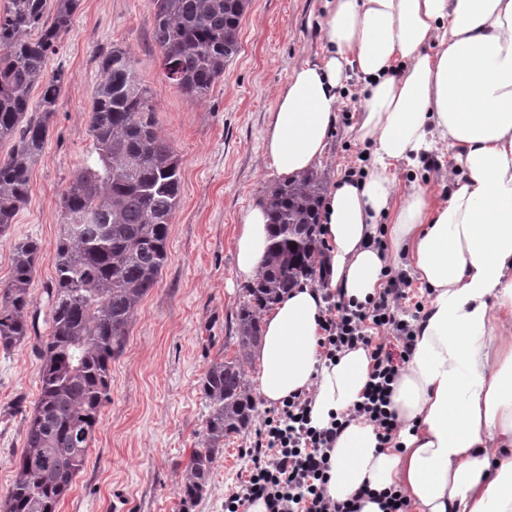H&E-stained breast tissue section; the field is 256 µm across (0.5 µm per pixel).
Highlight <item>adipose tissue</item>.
Wrapping results in <instances>:
<instances>
[{"label":"adipose tissue","instance_id":"obj_1","mask_svg":"<svg viewBox=\"0 0 512 512\" xmlns=\"http://www.w3.org/2000/svg\"><path fill=\"white\" fill-rule=\"evenodd\" d=\"M324 52L294 68L276 97L264 158L284 179L320 163L350 75L364 82L356 138L374 169L331 186L321 210L325 283H302L261 317L256 391L274 405L307 392L314 427L359 401L371 361L361 347L320 362L328 293L363 303L392 257L431 290L393 384L399 423L380 445L351 422L331 451L328 495L399 490L415 512H512V0H324ZM453 152L448 197L398 195L393 169L436 144ZM393 212L390 252L374 218ZM269 217L250 207L235 242L237 278L254 281Z\"/></svg>","mask_w":512,"mask_h":512}]
</instances>
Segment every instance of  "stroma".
<instances>
[{
  "instance_id": "1",
  "label": "stroma",
  "mask_w": 512,
  "mask_h": 512,
  "mask_svg": "<svg viewBox=\"0 0 512 512\" xmlns=\"http://www.w3.org/2000/svg\"><path fill=\"white\" fill-rule=\"evenodd\" d=\"M323 16V0H250L237 55L207 98L195 102L164 76L152 0H79L72 29L48 63L49 71L64 72L65 82L30 173L29 200L11 227L10 242L0 243V279L9 274L11 241H37L41 254L30 292L38 309L46 310L59 196L90 161L88 112L100 80V51L119 46L137 60L158 131L181 159L182 186L169 230L170 259L112 360L111 401L59 512H224V495L244 471L242 452L257 429L225 439L203 498L185 505L182 473L201 445L208 415L200 382L211 361L237 350L235 318L245 293L235 277L234 239L245 211L262 202L276 181L263 158L265 131L277 91L293 68L321 55ZM363 87L355 77L347 83L317 166L326 183L351 168H372L354 135ZM438 158V169L398 165L401 188L417 184L434 201L444 200L453 160L446 151ZM40 365L32 345L0 350V498L12 485L26 420L38 401Z\"/></svg>"
}]
</instances>
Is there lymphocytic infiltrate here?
Listing matches in <instances>:
<instances>
[{
	"instance_id": "1",
	"label": "lymphocytic infiltrate",
	"mask_w": 512,
	"mask_h": 512,
	"mask_svg": "<svg viewBox=\"0 0 512 512\" xmlns=\"http://www.w3.org/2000/svg\"><path fill=\"white\" fill-rule=\"evenodd\" d=\"M377 296L359 304L337 295L320 323L321 356L333 360L345 350L365 348L372 362L369 380L348 412L333 416L328 428L311 427V402L306 393L283 400L266 412L247 455L249 470L224 496V512H246L250 503L264 501L267 512H356V498L336 501L326 494L330 450L342 430L362 419L371 423L380 445H388L398 430L390 411L392 385L414 346V325L400 318L412 280L405 272L386 269Z\"/></svg>"
}]
</instances>
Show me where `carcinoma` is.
I'll return each instance as SVG.
<instances>
[{
  "mask_svg": "<svg viewBox=\"0 0 512 512\" xmlns=\"http://www.w3.org/2000/svg\"><path fill=\"white\" fill-rule=\"evenodd\" d=\"M79 0H6L0 10V241L28 201L30 173L44 150L64 74L46 73L71 30ZM155 44L165 77L201 101L239 51L249 0H153ZM89 134L95 158L59 198L61 234L39 339L40 393L26 422L24 448L0 512H58L82 471L102 410L111 363L138 305L169 261L167 240L181 193V160L157 131L156 109L127 50L101 57ZM40 89L38 104L31 94ZM321 176L309 171L272 186L264 199L272 243L236 314V355L213 361L200 391L210 412L183 471V502H198L224 439L247 430L256 401L245 365L261 338L260 315L313 277ZM41 251L32 239L11 244L0 281V349L34 339L38 310L30 293Z\"/></svg>",
  "mask_w": 512,
  "mask_h": 512,
  "instance_id": "cac0c4a2",
  "label": "carcinoma"
}]
</instances>
